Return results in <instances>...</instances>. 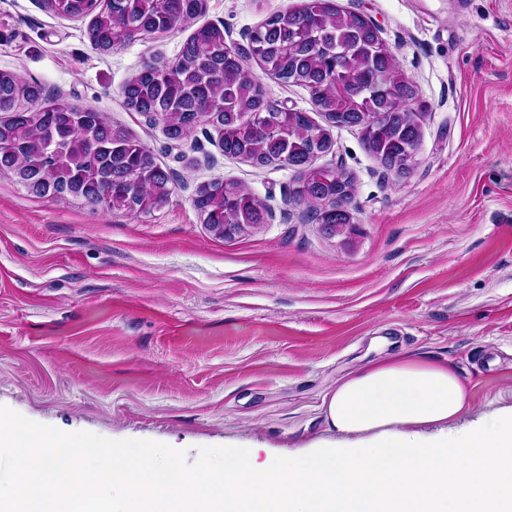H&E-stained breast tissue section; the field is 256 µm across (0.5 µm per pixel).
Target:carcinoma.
<instances>
[{
	"label": "carcinoma",
	"instance_id": "carcinoma-1",
	"mask_svg": "<svg viewBox=\"0 0 512 512\" xmlns=\"http://www.w3.org/2000/svg\"><path fill=\"white\" fill-rule=\"evenodd\" d=\"M204 0H42L55 15L90 18L87 36L109 53L144 34L166 33L199 16ZM249 53L269 75L308 88L332 126H358L365 150L390 172L407 171L420 140L410 107L417 91L383 43L378 27L332 0H303L254 29ZM224 27L207 24L176 61L151 59L121 89L124 106L165 123L174 142L209 125L224 155L255 167L287 165L297 173L291 203L320 224H351L353 181L343 171L311 180L310 159L329 150V130L269 98L260 78L228 52ZM42 88L0 72V172L29 193L81 199L130 215L164 207L171 177L126 127L91 106L39 104ZM266 112L267 123L252 114ZM202 223L231 238L267 223L269 210L243 183L214 179L194 199Z\"/></svg>",
	"mask_w": 512,
	"mask_h": 512
}]
</instances>
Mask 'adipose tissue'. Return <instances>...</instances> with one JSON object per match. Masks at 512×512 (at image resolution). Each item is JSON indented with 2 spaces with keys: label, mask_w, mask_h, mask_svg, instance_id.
<instances>
[{
  "label": "adipose tissue",
  "mask_w": 512,
  "mask_h": 512,
  "mask_svg": "<svg viewBox=\"0 0 512 512\" xmlns=\"http://www.w3.org/2000/svg\"><path fill=\"white\" fill-rule=\"evenodd\" d=\"M466 406L459 378L425 358L393 355L342 378L324 401L327 424L349 441L314 468L297 461L256 466L227 461L208 477L212 491L188 493L193 480L178 468L146 482L143 461L113 453V466L92 471L80 490L62 489L70 466L42 436L21 434L0 423V447L39 451L41 481L0 496V512H512V416L506 424L475 427L456 442L425 436L424 427L444 426ZM125 486V499L103 492Z\"/></svg>",
  "instance_id": "obj_1"
}]
</instances>
